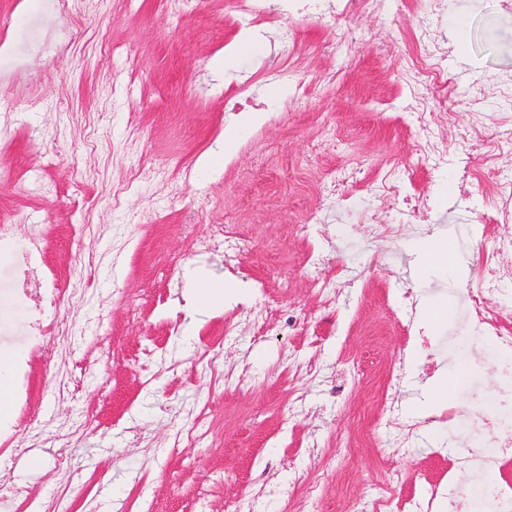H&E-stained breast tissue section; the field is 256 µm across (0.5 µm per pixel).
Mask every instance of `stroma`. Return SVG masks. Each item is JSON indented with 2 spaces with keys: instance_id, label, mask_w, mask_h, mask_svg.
<instances>
[{
  "instance_id": "stroma-1",
  "label": "stroma",
  "mask_w": 512,
  "mask_h": 512,
  "mask_svg": "<svg viewBox=\"0 0 512 512\" xmlns=\"http://www.w3.org/2000/svg\"><path fill=\"white\" fill-rule=\"evenodd\" d=\"M455 2L439 22L448 81L462 97L482 88L481 114L458 109L447 166L415 170L404 72L421 18L408 0L355 20L334 53L321 50L332 27L314 15L251 28L258 50L238 51L225 0H189L176 19L167 0H0V72L24 71L0 79V158L29 186L0 182V215L16 217L17 238L42 230L44 267L73 293L43 314L64 324L45 340L54 361L29 370L46 426L19 432L0 458V512H30L12 498L21 486L67 512H339L340 490L361 498L392 473L405 501L459 474L460 421L496 392L497 356L482 340L444 361L432 349L459 333L490 247L487 190L459 184L460 135L478 118L497 140L512 108L497 91L512 74V14L500 0ZM283 27L302 48L287 67ZM241 87L276 119L244 127L225 153L224 94ZM320 140L334 150L310 154ZM358 156L365 177L407 172V192H428L430 233L374 236L371 223L400 219L384 198L318 194ZM316 209L321 223H292ZM218 222L249 241L241 258L197 249ZM437 239L452 244V265L429 259ZM240 271L248 302L186 307L197 277ZM320 272L336 275L335 300L314 288ZM430 306L447 320L424 324ZM410 321L429 349L412 350ZM399 360L405 377L387 387ZM462 363L456 422H430L427 385ZM410 421L423 427L408 446L378 457L374 443ZM56 438L69 470L53 459ZM302 475L319 480L317 505L301 496Z\"/></svg>"
}]
</instances>
